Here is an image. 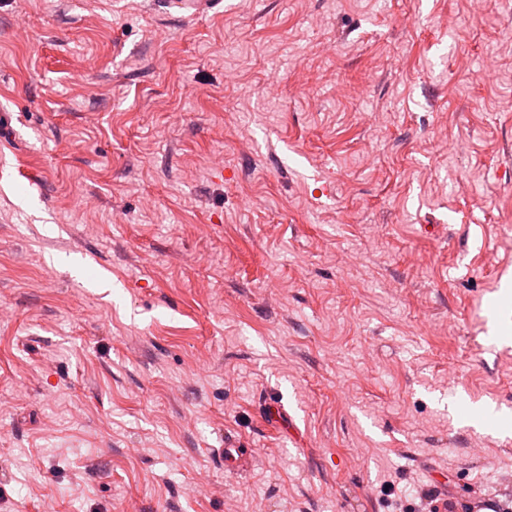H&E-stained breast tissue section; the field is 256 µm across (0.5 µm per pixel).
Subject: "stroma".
<instances>
[{"mask_svg":"<svg viewBox=\"0 0 512 512\" xmlns=\"http://www.w3.org/2000/svg\"><path fill=\"white\" fill-rule=\"evenodd\" d=\"M2 112L0 512L512 492V17L0 0ZM153 4L162 5L164 11L176 12L187 18L204 16L214 11L222 0H157Z\"/></svg>","mask_w":512,"mask_h":512,"instance_id":"stroma-1","label":"stroma"}]
</instances>
